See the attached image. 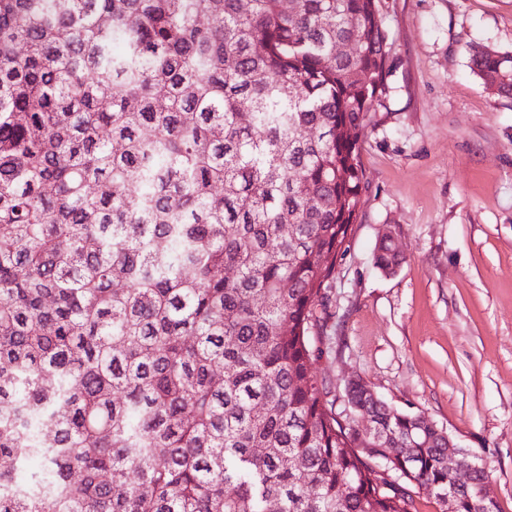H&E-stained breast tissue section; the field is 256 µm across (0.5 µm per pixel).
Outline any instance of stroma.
Returning <instances> with one entry per match:
<instances>
[{
  "label": "stroma",
  "instance_id": "35a3bbf8",
  "mask_svg": "<svg viewBox=\"0 0 512 512\" xmlns=\"http://www.w3.org/2000/svg\"><path fill=\"white\" fill-rule=\"evenodd\" d=\"M389 74L362 138L366 189L327 291L314 364L421 412L492 475L512 512V97L469 67L512 53V0H378ZM393 228L403 261L372 254ZM401 264L400 253L396 252L393 238L389 234H382L375 245L373 252V265L378 270L393 274Z\"/></svg>",
  "mask_w": 512,
  "mask_h": 512
}]
</instances>
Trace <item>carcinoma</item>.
<instances>
[{
    "instance_id": "obj_1",
    "label": "carcinoma",
    "mask_w": 512,
    "mask_h": 512,
    "mask_svg": "<svg viewBox=\"0 0 512 512\" xmlns=\"http://www.w3.org/2000/svg\"><path fill=\"white\" fill-rule=\"evenodd\" d=\"M387 45L375 0H0V512H500L313 370Z\"/></svg>"
}]
</instances>
